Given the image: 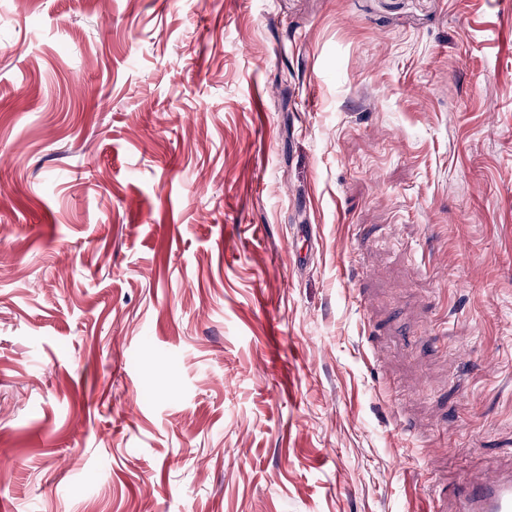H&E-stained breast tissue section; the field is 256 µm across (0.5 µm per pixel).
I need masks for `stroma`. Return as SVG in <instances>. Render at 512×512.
Returning <instances> with one entry per match:
<instances>
[{"mask_svg":"<svg viewBox=\"0 0 512 512\" xmlns=\"http://www.w3.org/2000/svg\"><path fill=\"white\" fill-rule=\"evenodd\" d=\"M509 474L512 0H0V512Z\"/></svg>","mask_w":512,"mask_h":512,"instance_id":"1","label":"stroma"}]
</instances>
